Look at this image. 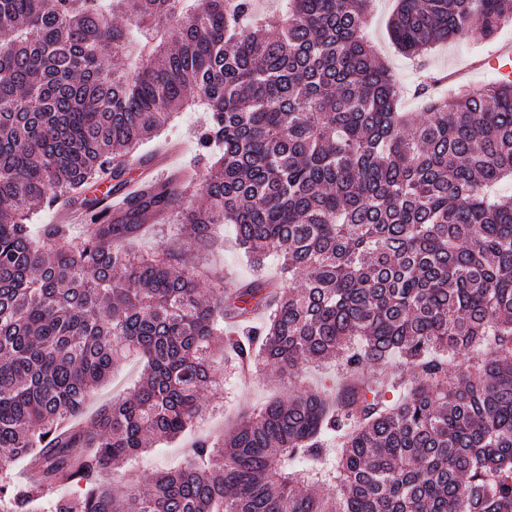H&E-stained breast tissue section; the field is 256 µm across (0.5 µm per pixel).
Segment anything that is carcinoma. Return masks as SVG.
Returning a JSON list of instances; mask_svg holds the SVG:
<instances>
[{
    "mask_svg": "<svg viewBox=\"0 0 512 512\" xmlns=\"http://www.w3.org/2000/svg\"><path fill=\"white\" fill-rule=\"evenodd\" d=\"M257 2L0 0V512H512V85L430 78L402 112L372 0ZM506 23L512 0H398L390 38L417 55ZM193 105L203 180L176 170L111 216L84 200L87 238L32 232L103 172L123 186L113 162ZM167 219L232 225L275 277L226 295L129 251ZM254 307L258 334H224ZM216 350L349 382L264 404L144 491L101 479L191 427ZM133 354V396L72 424ZM368 364L397 372L373 385Z\"/></svg>",
    "mask_w": 512,
    "mask_h": 512,
    "instance_id": "1",
    "label": "carcinoma"
}]
</instances>
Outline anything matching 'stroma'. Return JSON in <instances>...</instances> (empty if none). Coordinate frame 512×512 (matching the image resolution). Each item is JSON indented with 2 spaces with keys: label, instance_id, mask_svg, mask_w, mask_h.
<instances>
[{
  "label": "stroma",
  "instance_id": "stroma-1",
  "mask_svg": "<svg viewBox=\"0 0 512 512\" xmlns=\"http://www.w3.org/2000/svg\"><path fill=\"white\" fill-rule=\"evenodd\" d=\"M397 7V0H376L368 35L383 63L401 89L400 104L403 111L418 112L423 108L416 89L421 72L429 71L440 77L463 75L465 80L481 85L492 83L491 75L473 70L475 61L487 55L497 42L512 40V24L502 26L496 37L489 39L474 31L450 43L436 46L424 59H416L400 52L389 37V26ZM205 113L187 111L179 113L175 121L158 135V147L175 149L176 155L169 166L153 170L154 178H166L171 170L181 167L203 169L197 149V138L205 128ZM165 246L179 254L182 264L197 267L211 280L239 284L252 279L256 270L238 250L231 225L216 226L211 241L200 243L190 237L178 224H164L146 231L132 241L134 250L145 252ZM217 374L224 379L223 388L207 391L204 397L205 415L184 436L173 441H160L146 453L128 463L125 472L114 473L112 479L120 483L126 474H134L140 483H150L154 473L166 467L183 464L196 441H217L229 432L244 408L286 393L288 389L305 387L319 382L332 384L337 376L330 366L307 368L300 375L284 377L277 368L268 366L258 373L232 369L223 357H216L213 364ZM137 363H126L113 377L103 383L88 401L85 418H93L104 406L129 398L139 379Z\"/></svg>",
  "mask_w": 512,
  "mask_h": 512
}]
</instances>
